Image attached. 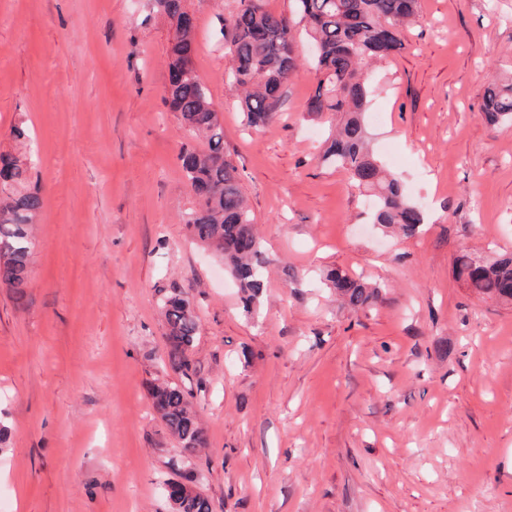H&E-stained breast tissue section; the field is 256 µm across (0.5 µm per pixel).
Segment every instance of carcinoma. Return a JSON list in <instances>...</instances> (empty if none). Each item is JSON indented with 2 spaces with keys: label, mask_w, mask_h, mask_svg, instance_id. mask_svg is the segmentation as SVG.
<instances>
[{
  "label": "carcinoma",
  "mask_w": 512,
  "mask_h": 512,
  "mask_svg": "<svg viewBox=\"0 0 512 512\" xmlns=\"http://www.w3.org/2000/svg\"><path fill=\"white\" fill-rule=\"evenodd\" d=\"M224 18L226 84L239 91L247 124L271 125L283 105V89L299 67L293 50L297 23H303L320 48L311 63L317 80L304 111L341 115L340 127L329 142L325 160L347 171L352 182L373 201L372 223L406 236L423 223L421 209L407 196L399 177L387 171L369 148L366 112L375 89L367 73L404 48L406 26L420 17V0H292L297 18L269 10L266 0H235ZM176 31L168 51V81L164 100L178 114L181 126L207 141V149L184 148L180 167L197 203L184 220L189 237L224 259L241 291L244 313L258 301L266 263L240 187L236 166L224 157V128L206 84L193 69L195 23L185 0H153ZM492 125L512 123V76L494 77L487 84L481 108ZM25 169L15 158H0V180L19 183ZM40 193L13 188L0 197V282L21 301L28 288L32 249L30 224L42 210ZM455 276L483 298L512 302V255L484 260L468 253L455 260ZM328 281L336 295L353 310L381 297L376 283L334 271ZM165 324L168 366L182 375L194 368L192 351L199 314L190 292L161 290L158 302ZM153 406L169 434L181 447L196 452L208 445L206 430L188 393L174 382L152 385ZM173 512H213L204 494L185 486L167 494Z\"/></svg>",
  "instance_id": "carcinoma-1"
}]
</instances>
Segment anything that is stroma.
I'll list each match as a JSON object with an SVG mask.
<instances>
[{
  "label": "stroma",
  "mask_w": 512,
  "mask_h": 512,
  "mask_svg": "<svg viewBox=\"0 0 512 512\" xmlns=\"http://www.w3.org/2000/svg\"><path fill=\"white\" fill-rule=\"evenodd\" d=\"M188 0L196 73L268 263L252 315L183 218L195 139L164 101L173 30L150 0H0V153L35 158L44 207L24 301L0 285V512H172L193 474L214 512H512V304L456 280L462 253H512V126L486 123L512 72V0H421L371 73L372 146L426 214L382 234L322 160L332 113L300 69L275 122L247 128L224 84V15ZM26 137L16 138L15 128ZM382 285L341 305L330 270ZM193 291L195 369L164 363L159 292ZM193 395L187 454L149 396Z\"/></svg>",
  "instance_id": "1"
}]
</instances>
